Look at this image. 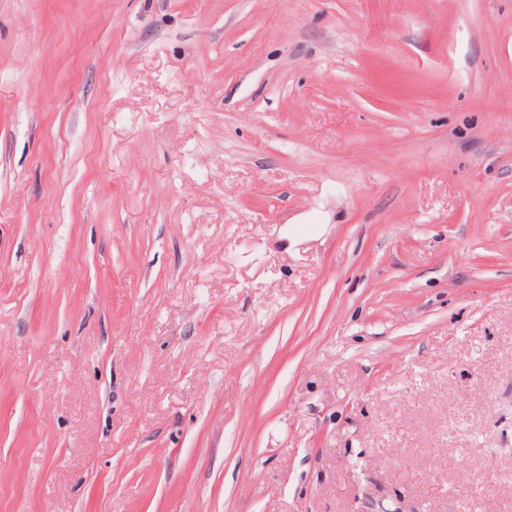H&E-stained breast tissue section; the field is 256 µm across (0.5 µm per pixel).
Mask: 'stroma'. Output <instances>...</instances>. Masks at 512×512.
<instances>
[{"instance_id": "stroma-1", "label": "stroma", "mask_w": 512, "mask_h": 512, "mask_svg": "<svg viewBox=\"0 0 512 512\" xmlns=\"http://www.w3.org/2000/svg\"><path fill=\"white\" fill-rule=\"evenodd\" d=\"M381 503L512 512V0H0V512Z\"/></svg>"}]
</instances>
